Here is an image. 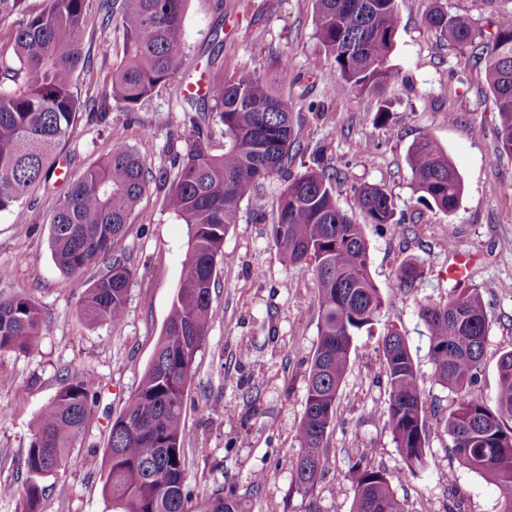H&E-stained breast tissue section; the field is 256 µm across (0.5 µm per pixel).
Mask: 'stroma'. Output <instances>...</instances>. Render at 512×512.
<instances>
[{
  "label": "stroma",
  "mask_w": 512,
  "mask_h": 512,
  "mask_svg": "<svg viewBox=\"0 0 512 512\" xmlns=\"http://www.w3.org/2000/svg\"><path fill=\"white\" fill-rule=\"evenodd\" d=\"M493 34L499 14L512 0H448ZM433 0H399L400 23L392 62L400 78L381 94L346 92L329 97L325 73L330 60L314 36L312 0H189L183 23L187 57L178 76L152 97L126 111L112 99L111 77L123 58L115 27L91 21L84 53L97 73L78 82L82 97L104 112L81 115L60 148L52 177L21 203L0 212V296L27 293L41 307L44 324L30 352L0 353V483H22L24 459L39 412L54 398L68 370L86 372L98 393L85 429L48 490L42 512H112L102 492L103 454L113 419L137 389L148 367L184 270L187 228L164 203L165 187L150 184L126 230V251L136 274L127 292L126 316L118 325L81 320L76 309L88 277H74L55 264L49 247V219L71 181L124 142L152 169L170 165L172 152H185L192 113L182 111L187 82L197 80L212 50H219L225 74L265 70L275 55L291 61L283 92L299 124L301 152L290 168L299 174L322 153L342 177L336 202L350 214L359 209L361 184L382 186L396 214L411 219L406 238L387 227H365L371 275L385 307L380 322L355 338L354 363L340 390L339 414L330 438L332 468L319 494L320 512H350L354 488L349 462L365 457L370 466L395 476L403 459L385 426L387 374L381 353L386 324L407 342L425 395L430 425L429 466L420 476L392 488L406 512H449L455 496L464 512H499L501 492L490 480L464 467L442 424L453 395L439 385L429 358V337L418 315L424 299L445 300L451 282L448 263L468 256L467 281L486 303L488 334L475 396L493 399L501 354L512 349V156L495 153L496 117L484 69L471 68L462 54L422 23ZM223 27L222 46L213 31ZM391 104L390 130L373 124L379 100ZM324 104L321 112L310 103ZM423 133L447 151L464 185L450 215L420 202L407 152ZM270 213L242 204L237 224L224 236L226 259L212 292L216 311L197 352L186 396L188 488L200 498L230 481L245 496L246 512H293L300 498L291 492V468L299 452L295 432L306 396L305 372L318 342L317 290L309 271L285 265L269 237ZM416 259L424 270L412 292L395 286L400 265ZM231 405L235 418L220 412ZM266 483L250 485L255 472Z\"/></svg>",
  "instance_id": "35a3bbf8"
}]
</instances>
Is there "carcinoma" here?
<instances>
[{"label": "carcinoma", "mask_w": 512, "mask_h": 512, "mask_svg": "<svg viewBox=\"0 0 512 512\" xmlns=\"http://www.w3.org/2000/svg\"><path fill=\"white\" fill-rule=\"evenodd\" d=\"M26 0H0V25L22 17L15 29L13 56L0 61V211L27 197L54 174L57 150L83 111L79 76L93 81L83 49L90 0H45L28 14ZM188 0H99L100 24L123 33V60L112 71V99L133 110L172 80L185 58L182 26ZM399 25L397 0H314V36L332 59L327 79L336 92L370 93L399 78L391 63ZM424 25L452 43L466 62L484 67L498 126L494 150L512 156V12L500 17L487 38L471 20L435 0ZM206 90L186 94L198 112L186 154L175 153L171 169L156 171L127 144L115 142L108 157L91 166L55 206L49 246L58 268L81 276L101 262L106 272L92 280L78 304L91 323L116 325L126 314L134 269L123 259L126 225L154 181L168 187L166 207L187 227L185 273L173 296L163 334L134 394L114 418L104 453L103 492L115 512H245L234 486L193 500L187 490L185 398L193 364L215 313L212 290L224 253L226 230L237 223L242 202L266 209L262 184L288 174L272 208L270 238L285 264L305 267L316 281L318 343L307 373L304 411L297 425L300 451L291 490L300 512H320L318 488L332 462L330 436L336 426L339 392L353 364L354 339L371 330L383 299L369 270L363 225L336 203L340 171L323 158L299 175L288 168L300 150L298 123L282 92L288 57L278 56L260 73L223 75L218 55L208 60ZM223 127L224 152H211L201 124ZM419 200L453 214L463 182L448 153L431 135L408 150ZM367 224H386L398 236L409 228L396 218L393 197L383 188H355ZM423 275L419 263L403 262L395 286L411 288ZM438 384L454 394L445 419L452 449L469 469L501 490L500 512H512V350L498 365L493 401L471 395L482 364L488 332L479 288L458 282L446 300L419 304ZM43 314L25 294L0 298V352L24 353L42 333ZM381 352L389 399L386 426L406 468L399 480L426 465L429 424L423 389L411 352L398 329L387 328ZM96 395L81 371L66 373L53 400L39 413L25 455L22 486L0 484V496L20 495L24 512H41L46 487L70 449L76 447ZM352 512H405L382 470L356 462Z\"/></svg>", "instance_id": "carcinoma-1"}]
</instances>
